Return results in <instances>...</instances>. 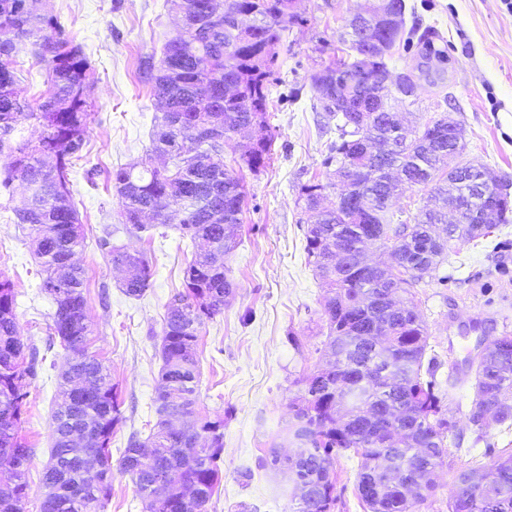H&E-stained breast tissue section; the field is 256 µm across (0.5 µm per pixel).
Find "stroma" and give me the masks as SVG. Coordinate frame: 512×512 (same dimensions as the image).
<instances>
[{
	"instance_id": "35a3bbf8",
	"label": "stroma",
	"mask_w": 512,
	"mask_h": 512,
	"mask_svg": "<svg viewBox=\"0 0 512 512\" xmlns=\"http://www.w3.org/2000/svg\"><path fill=\"white\" fill-rule=\"evenodd\" d=\"M361 0H298V23L285 31L269 115L274 134L271 163L259 172L240 165L242 136L224 144V164L245 188L240 243L227 260L239 287L222 313L206 326L200 360V415L224 419V466L208 512H290L294 483L282 437L291 418L297 381L325 361L327 290L309 263L305 233L312 222L300 198L303 185L326 184L324 204L336 203L331 170L322 161L337 137L333 114L315 107L310 78L333 61L348 58L346 24ZM405 22L430 32V43L395 48L389 66L411 73L417 99L393 101L406 127L419 131L443 115L459 124L465 152L512 181V11L503 0H406ZM41 11L59 16L74 43L94 66L86 94L94 119L88 157L77 162L71 192L85 246L75 259L85 270L86 313L93 326L89 351L110 367L124 417L112 437L125 448L131 433L147 436L156 416L152 401L161 366L160 343L166 306L182 287V270L197 245L182 237L178 215L164 234L128 233L106 182L108 171L148 156L159 109L151 87L140 78V58H161L167 39L181 28L168 0H38ZM16 75L31 103L49 87L47 64L21 49ZM97 167L94 180L85 168ZM13 203L0 197V274L17 295L18 334L45 349L55 306L40 290L34 244L11 221ZM112 242L147 253L153 286L138 299L119 288L120 273L96 242ZM411 293L428 329L427 358L435 362V393L462 451H451L435 475L437 489L420 512H448V493L463 470L485 473L503 449H512V426L490 424L476 435L468 420L473 374L467 364L478 339L512 333V220L457 245ZM64 357L29 380L19 434L31 448L25 512H39L42 473L52 446V414ZM462 385L448 393V371ZM281 460L272 463L270 452Z\"/></svg>"
}]
</instances>
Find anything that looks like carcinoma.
Returning a JSON list of instances; mask_svg holds the SVG:
<instances>
[{
    "label": "carcinoma",
    "mask_w": 512,
    "mask_h": 512,
    "mask_svg": "<svg viewBox=\"0 0 512 512\" xmlns=\"http://www.w3.org/2000/svg\"><path fill=\"white\" fill-rule=\"evenodd\" d=\"M202 0H172L187 18L183 31L169 39L159 62L142 63L153 96L163 107L162 121L152 133V152L168 156L164 173L151 160L119 167L108 181L120 199V217L129 233L152 229L143 214L165 223V210L177 206L182 236L202 239L207 247L192 254L183 269V288L170 299L162 328L160 383L153 398L156 422L142 439L133 433L120 453L119 465L134 482L143 512H186L171 492L172 484L189 488L194 512H207L221 480L224 420L207 416L193 421L195 433L171 427L188 419L198 403L200 365L197 346L207 323L236 292L224 257L238 246L245 192L239 177L224 167V141L242 127L256 126L261 136L240 160L257 172L271 161L274 136L269 123V86L278 54L258 67L255 58L268 45H279L282 32L297 20L289 0H210L211 12L197 11ZM30 45L49 66L50 87L35 111L15 76L16 54ZM354 60L340 59L311 80L313 97L329 102L336 95V74L351 72ZM92 67L82 47L69 37L56 15L42 12L36 0H0V149L13 153L0 178V195L26 194L13 210L14 223L30 231L35 255L45 273L41 289L53 300L48 349L60 344L66 368L60 374L53 414L50 459L44 468L40 512H98L112 494V434L121 422L111 370L89 352L93 330L85 310V271L72 261L84 245L78 212L71 202L73 161L84 158L91 118L86 89ZM238 87L233 102L224 101V80ZM353 106L345 112L338 136L323 160L326 168L348 163L358 183L373 196L371 213L359 208L320 209L306 231L305 250L322 283L329 289L324 303L328 325L326 352L345 366L341 378L315 371L300 380L287 440L300 449L291 460L298 503L292 512H331L336 504V456L351 451L358 458L355 492L370 512H418L435 492L426 476L444 464L448 448L460 445L455 425L434 392L433 361H425L428 331L410 301L402 312L386 301L388 284L358 267L353 253L358 230L370 228L375 239L391 245L396 259L392 283L406 293L421 271H432L452 250L432 241V220L448 213L434 208L447 201L448 182L439 176L432 144L448 143L447 131L435 129L409 140L376 160L359 146V116L381 129L382 102L373 101L362 84L354 86ZM34 119L41 138L31 144L11 140L19 120ZM408 183L429 189L415 223H394L389 196ZM329 185L302 187L305 208L323 197ZM471 224H452L449 240L484 237ZM112 232L97 240L112 265L126 266L123 293L142 297L151 287L152 261L145 253L112 245ZM350 253L336 264V249ZM16 293L0 275V512H24L28 485L25 468L31 449L21 441L25 378L37 376L46 357L18 336ZM387 324V335L373 336L371 327ZM398 374L378 378L385 360ZM492 412L483 415L478 405ZM469 422L480 433L489 422L512 421V334L496 337L488 356L476 363ZM390 459L403 483H423L409 497L388 490L378 470L380 457ZM486 484L466 472L456 477L448 495V512H512V453L503 452L485 474Z\"/></svg>",
    "instance_id": "cac0c4a2"
}]
</instances>
